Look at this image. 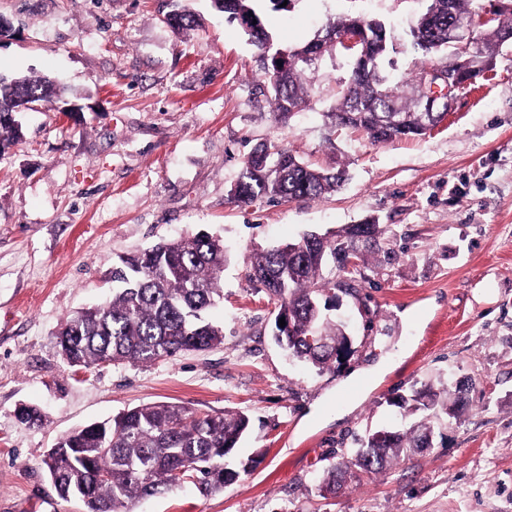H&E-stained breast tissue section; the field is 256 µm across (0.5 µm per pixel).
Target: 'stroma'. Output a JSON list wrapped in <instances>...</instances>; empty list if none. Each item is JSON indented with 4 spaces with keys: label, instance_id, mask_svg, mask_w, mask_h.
<instances>
[{
    "label": "stroma",
    "instance_id": "obj_1",
    "mask_svg": "<svg viewBox=\"0 0 512 512\" xmlns=\"http://www.w3.org/2000/svg\"><path fill=\"white\" fill-rule=\"evenodd\" d=\"M428 0H254L277 45L301 46L347 14L397 39L388 71L408 85L406 34ZM187 9L197 26L167 15ZM11 30L0 75L58 77L71 112L21 113L24 137L0 153V512H86L62 499L42 460L71 430L132 407L172 402L246 414L251 427L214 494L192 482L130 512H512V47L423 136L371 144L334 130L352 63L326 54L306 74L288 122L273 112L258 50L211 0H0ZM277 143L346 181L318 199L228 198L245 155ZM378 245L325 293L351 320L352 350L318 372L274 341L275 303L249 278L253 253L356 224ZM205 231L228 262L210 318L224 342L150 364L89 369L61 358L55 333L111 298L113 261ZM464 382L470 403L432 448L320 495V479L357 441L397 430L396 400ZM39 409L36 424L20 406Z\"/></svg>",
    "mask_w": 512,
    "mask_h": 512
}]
</instances>
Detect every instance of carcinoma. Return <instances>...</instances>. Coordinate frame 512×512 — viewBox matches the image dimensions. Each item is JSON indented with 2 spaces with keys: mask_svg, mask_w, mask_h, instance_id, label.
<instances>
[{
  "mask_svg": "<svg viewBox=\"0 0 512 512\" xmlns=\"http://www.w3.org/2000/svg\"><path fill=\"white\" fill-rule=\"evenodd\" d=\"M253 0H212L215 10L229 19L250 15L256 19L257 45L269 36ZM423 20L424 32L414 40L424 53L445 47L448 25L476 14L475 0H429ZM512 33V13L499 18L496 27L479 35L475 55L492 58L502 46L501 37ZM393 40L362 74L350 77L338 92L334 111L327 114L333 127L362 132L371 143H386L403 137L424 135L433 114L424 111L427 94L420 81L412 83L410 95L398 90L384 70ZM309 63L299 61L280 73H269L273 104L280 117L286 107H300L305 89L301 84ZM57 83L46 78L0 76V144L20 141L19 123L12 109L21 102L50 103L57 96ZM393 119L397 125L386 138H371L370 129ZM261 149L272 156L288 155V162L270 169L251 162L248 154L237 181V204L251 205L263 199L320 198L336 190L343 173L325 172L297 158L275 143ZM375 236V225L357 224L343 239L316 238L282 244L250 257V276L277 302L276 310L288 311L290 329L275 342L293 358L319 372L336 362V347L344 342L342 325L323 317L320 297L331 280L324 275L327 258L347 261L360 258L356 243ZM227 263L224 245L213 236L198 232L157 244L131 256H121L112 266L116 288L112 298L68 317L56 333L57 346L89 368L106 362L150 364L174 358L183 351L207 350L224 341V332L205 318L206 311L223 296L220 283ZM317 334L323 348L309 337ZM468 404L467 388L436 392L430 388L413 392L395 402L399 408L422 413L404 432L381 438L373 433L362 440L350 457L329 468L320 482L326 494L336 492L349 469L365 473L411 451L431 447L435 434L432 417L439 413L455 418ZM250 428L245 414H197L173 404H148L111 419L95 422L58 439L43 459L56 475L59 495L76 493L87 497L90 512H129V505L145 496L164 494L174 484L173 473L189 467L200 491L212 493L236 478L224 467V457Z\"/></svg>",
  "mask_w": 512,
  "mask_h": 512,
  "instance_id": "cac0c4a2",
  "label": "carcinoma"
}]
</instances>
